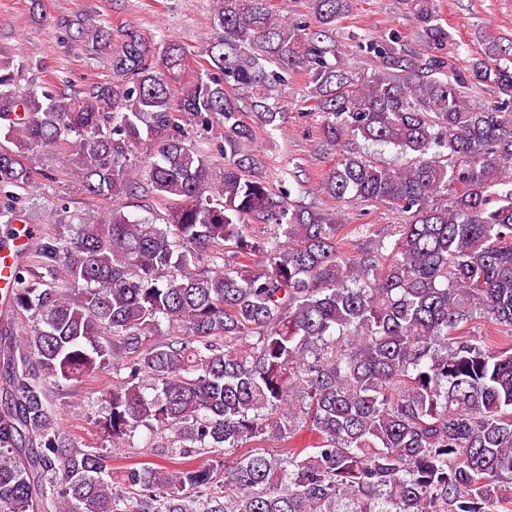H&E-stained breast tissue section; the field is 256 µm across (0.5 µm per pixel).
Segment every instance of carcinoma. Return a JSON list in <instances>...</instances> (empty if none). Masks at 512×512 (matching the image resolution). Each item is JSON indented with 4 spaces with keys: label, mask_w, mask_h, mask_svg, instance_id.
Masks as SVG:
<instances>
[{
    "label": "carcinoma",
    "mask_w": 512,
    "mask_h": 512,
    "mask_svg": "<svg viewBox=\"0 0 512 512\" xmlns=\"http://www.w3.org/2000/svg\"><path fill=\"white\" fill-rule=\"evenodd\" d=\"M422 49L362 45L361 75L332 60L353 0H311L314 26L272 0H214L218 36L196 78L191 53L118 31L114 78L20 90L0 58V219L25 220L29 155L58 148L88 194L149 181L175 202L157 224L113 209L38 238L0 304V512H512V54L492 45L459 66L434 0H406ZM97 54L102 23L68 24ZM331 143L360 137L411 155L387 168L348 152L321 183L338 203L381 205L402 223L373 233L336 212L274 199L240 99L261 127L281 118L288 76ZM495 90L480 107L472 86ZM239 92L234 97L229 90ZM224 124V169L181 122ZM444 199L446 203L437 204ZM281 230L272 246L249 219ZM167 323V333L161 323ZM166 338H161V335ZM112 366L103 441L152 460L103 479L106 456L62 434L50 385ZM271 440L293 444L266 455ZM205 456L208 464H197Z\"/></svg>",
    "instance_id": "carcinoma-1"
}]
</instances>
